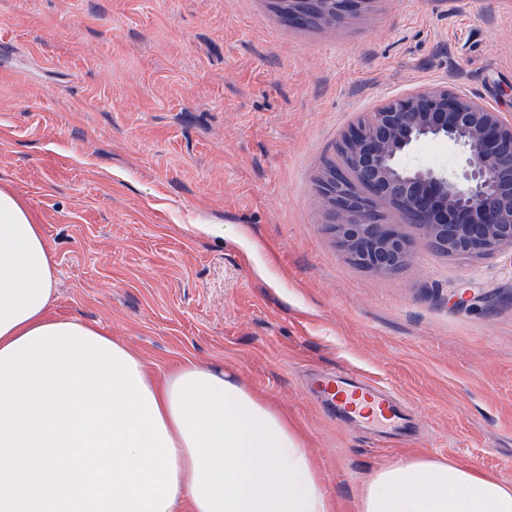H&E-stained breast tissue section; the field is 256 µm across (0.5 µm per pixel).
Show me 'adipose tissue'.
Masks as SVG:
<instances>
[{
	"instance_id": "adipose-tissue-1",
	"label": "adipose tissue",
	"mask_w": 512,
	"mask_h": 512,
	"mask_svg": "<svg viewBox=\"0 0 512 512\" xmlns=\"http://www.w3.org/2000/svg\"><path fill=\"white\" fill-rule=\"evenodd\" d=\"M55 267L31 209L0 188V350L60 324ZM137 369L174 445L178 485L166 512H336L301 433L237 376L192 360L160 380ZM358 512H512V482L405 456L362 484Z\"/></svg>"
}]
</instances>
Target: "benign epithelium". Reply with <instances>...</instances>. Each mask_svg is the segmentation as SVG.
<instances>
[{
    "instance_id": "1",
    "label": "benign epithelium",
    "mask_w": 512,
    "mask_h": 512,
    "mask_svg": "<svg viewBox=\"0 0 512 512\" xmlns=\"http://www.w3.org/2000/svg\"><path fill=\"white\" fill-rule=\"evenodd\" d=\"M362 0H292L288 25L341 23ZM426 139H445L463 155L460 170L407 168L400 157ZM340 146L354 182L321 173L318 195L341 253L376 273L412 259L409 240L382 217L387 198L433 247L447 255L487 258L512 251V119L448 88H421L385 101L352 124Z\"/></svg>"
}]
</instances>
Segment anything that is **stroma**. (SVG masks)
<instances>
[{
  "mask_svg": "<svg viewBox=\"0 0 512 512\" xmlns=\"http://www.w3.org/2000/svg\"><path fill=\"white\" fill-rule=\"evenodd\" d=\"M449 88L512 115V0H371L289 28L259 0H0V186L36 212L52 311L156 376L239 374L302 434L338 512L404 455L512 482V254L344 258L315 181L389 97ZM403 164L460 169L425 140ZM466 302L455 305L456 294ZM392 387L410 435L345 422L324 370Z\"/></svg>",
  "mask_w": 512,
  "mask_h": 512,
  "instance_id": "stroma-1",
  "label": "stroma"
}]
</instances>
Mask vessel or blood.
Instances as JSON below:
<instances>
[{"label": "vessel or blood", "instance_id": "obj_1", "mask_svg": "<svg viewBox=\"0 0 512 512\" xmlns=\"http://www.w3.org/2000/svg\"><path fill=\"white\" fill-rule=\"evenodd\" d=\"M317 387L346 421L372 425L379 436L408 427L409 420L399 398L373 380L336 371L323 374Z\"/></svg>", "mask_w": 512, "mask_h": 512}]
</instances>
